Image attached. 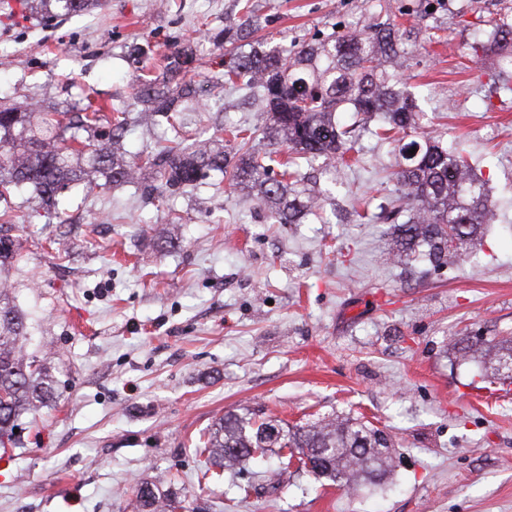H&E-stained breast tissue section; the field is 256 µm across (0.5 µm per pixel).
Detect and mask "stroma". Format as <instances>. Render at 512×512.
I'll return each instance as SVG.
<instances>
[{
	"label": "stroma",
	"mask_w": 512,
	"mask_h": 512,
	"mask_svg": "<svg viewBox=\"0 0 512 512\" xmlns=\"http://www.w3.org/2000/svg\"><path fill=\"white\" fill-rule=\"evenodd\" d=\"M419 2L252 0L269 49L366 19L420 23L399 87L489 181L498 206L480 250L396 264L388 225L345 218L395 196L393 147L368 133L361 161L336 172L330 224L269 223L246 192L206 180L170 196L173 224L138 183L73 190L62 221L31 217L37 200L16 193L1 231L22 251L7 279L57 394L0 453V512H130L144 479L175 480L183 512H512V400L480 396L481 367L445 355L460 336H512V80L473 49L487 20L512 23V0H428L421 19ZM237 13V0H104L49 22L0 0V104L106 107L189 47L221 122L260 130L263 116L216 86L222 58L205 38ZM243 407L292 424L362 418L392 436L394 470L349 492L292 466L274 488L269 453L199 485L195 439Z\"/></svg>",
	"instance_id": "1"
}]
</instances>
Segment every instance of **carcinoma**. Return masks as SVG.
Masks as SVG:
<instances>
[{"label": "carcinoma", "instance_id": "carcinoma-1", "mask_svg": "<svg viewBox=\"0 0 512 512\" xmlns=\"http://www.w3.org/2000/svg\"><path fill=\"white\" fill-rule=\"evenodd\" d=\"M98 0H41L38 8L50 17L90 10ZM239 22L224 24L213 38L224 54V84L245 93L251 108L267 116L272 129L292 157L275 172L269 154L253 145L252 136L238 126L227 129L235 142L228 151L224 137L188 146L174 142L158 151L125 159L117 156L126 132L163 118L178 134L193 113L208 112L211 103L201 96L194 80L195 58L177 51L170 77L148 79L136 86L132 100L142 105L132 114L131 105L112 106L113 120L100 128L99 110L73 113L68 122L46 112L32 123L40 104L30 100L19 107L0 109V199L29 190L46 208L59 204L61 193L83 187L134 183L142 171L150 173L151 196L161 202L176 189L194 188L210 173L219 172L235 188L252 194L257 206L275 224H300L324 208L317 179L293 168L295 159L314 163L323 159L330 174L346 166L347 155L360 152V134L354 126L336 124V113L349 105L360 114H380L389 130L412 140L398 147L399 160L392 172L395 198L381 219L393 224L394 257L411 255L422 261L446 264L465 258L482 242L493 220V205L486 181L463 150L448 147L422 131L416 101L396 89L402 45L417 37L412 28L397 24L368 23L341 35L334 33L309 43L242 51L241 42L256 30L251 4L244 3ZM482 41L497 58L512 59V26L496 20ZM95 132L96 138L83 136ZM415 153H409V150ZM19 242L0 236V264L18 255ZM26 316L0 281V449L17 444L14 429L22 417L34 414L54 394L51 355L27 353ZM449 353L459 362L492 364L485 383L509 377L503 363L512 360V336L489 340L467 336L454 339ZM277 450L298 456L315 476L348 488L381 481L391 470L393 441L382 430L351 417H323L312 424L288 426L280 419L259 422L247 409L231 411L202 434L197 443L201 457L199 480L209 481L224 469ZM182 500L171 489L142 481L133 491V512H179Z\"/></svg>", "mask_w": 512, "mask_h": 512}]
</instances>
